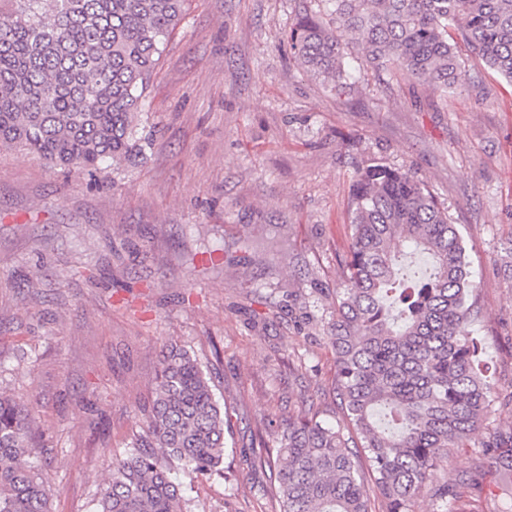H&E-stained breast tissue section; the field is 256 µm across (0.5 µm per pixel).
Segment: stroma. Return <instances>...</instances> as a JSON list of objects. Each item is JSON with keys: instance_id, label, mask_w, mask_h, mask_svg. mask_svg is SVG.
<instances>
[{"instance_id": "stroma-1", "label": "stroma", "mask_w": 512, "mask_h": 512, "mask_svg": "<svg viewBox=\"0 0 512 512\" xmlns=\"http://www.w3.org/2000/svg\"><path fill=\"white\" fill-rule=\"evenodd\" d=\"M307 0H186L144 93L141 154L93 175L0 149V392L34 404L49 512L95 500L144 421L163 349L193 356L232 416L224 472L191 512H270L247 473L257 425L340 414L323 328L349 245L355 168L411 171L462 231L482 366L512 423V83L478 60L441 98L350 58L336 95L284 40ZM485 512L498 476L452 448Z\"/></svg>"}]
</instances>
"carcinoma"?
<instances>
[{
  "instance_id": "carcinoma-1",
  "label": "carcinoma",
  "mask_w": 512,
  "mask_h": 512,
  "mask_svg": "<svg viewBox=\"0 0 512 512\" xmlns=\"http://www.w3.org/2000/svg\"><path fill=\"white\" fill-rule=\"evenodd\" d=\"M185 0H0V147L93 171L142 151V98ZM286 39L307 73L346 94L355 54L443 95L463 79L464 45L512 83V0H315ZM351 249L326 336L345 424L314 405L281 428L259 422L243 456L268 474L279 512H482L458 506L442 476L448 449L484 433L512 504V427L491 425L493 383L471 326L480 308L448 207L412 172L371 159L354 172ZM429 260L418 276L402 262ZM145 424L97 494L96 512H188L171 464L189 479L224 472L229 419L195 358L162 354ZM31 404L0 394V512H48L33 456Z\"/></svg>"
}]
</instances>
